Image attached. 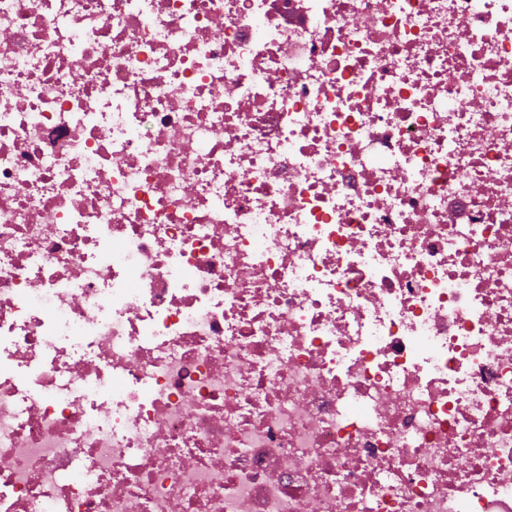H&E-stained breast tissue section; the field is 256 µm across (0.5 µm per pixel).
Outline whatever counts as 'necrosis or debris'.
<instances>
[{
  "mask_svg": "<svg viewBox=\"0 0 512 512\" xmlns=\"http://www.w3.org/2000/svg\"><path fill=\"white\" fill-rule=\"evenodd\" d=\"M512 512V0H0V512Z\"/></svg>",
  "mask_w": 512,
  "mask_h": 512,
  "instance_id": "obj_1",
  "label": "necrosis or debris"
}]
</instances>
